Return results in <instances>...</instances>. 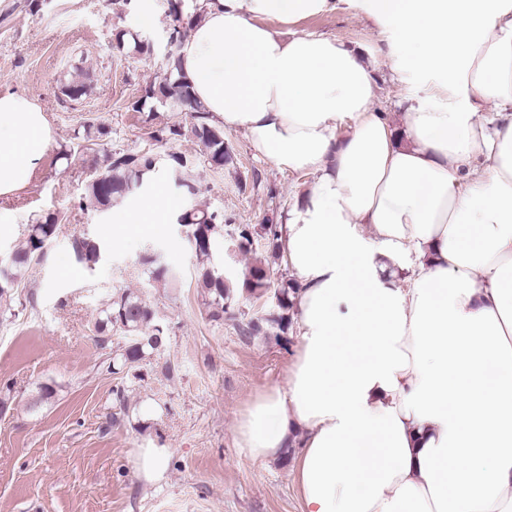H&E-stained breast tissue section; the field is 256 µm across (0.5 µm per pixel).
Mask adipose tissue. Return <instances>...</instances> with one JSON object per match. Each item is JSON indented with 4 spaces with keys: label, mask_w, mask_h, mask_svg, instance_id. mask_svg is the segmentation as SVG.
<instances>
[{
    "label": "adipose tissue",
    "mask_w": 512,
    "mask_h": 512,
    "mask_svg": "<svg viewBox=\"0 0 512 512\" xmlns=\"http://www.w3.org/2000/svg\"><path fill=\"white\" fill-rule=\"evenodd\" d=\"M384 23L402 127L363 51L283 36L335 0H201L177 70L210 118L314 177L282 224L299 285L285 386L240 448L296 447L301 512H512V0H363ZM47 114L0 87V196L32 183ZM162 191L112 212L165 231Z\"/></svg>",
    "instance_id": "obj_1"
}]
</instances>
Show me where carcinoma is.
Masks as SVG:
<instances>
[{"label":"carcinoma","mask_w":512,"mask_h":512,"mask_svg":"<svg viewBox=\"0 0 512 512\" xmlns=\"http://www.w3.org/2000/svg\"><path fill=\"white\" fill-rule=\"evenodd\" d=\"M170 34L174 42L169 44L167 71L163 79L148 87L136 103L140 110L147 100L170 99L183 113V119L167 126L165 136L182 137L188 133L202 145L207 155L210 168L215 172L233 161V157L224 136V129L209 121L208 113L194 98L191 84L181 74H175L176 62L183 44V37L195 13L186 11L185 0H167ZM82 139L88 146L97 144L108 135L105 124L90 118L80 125ZM165 165L172 176L182 180L180 188L190 197L197 193L192 179V162L184 155L170 153L161 158L152 153H132L125 150L105 152L102 164L95 167L85 184L84 194L80 198L82 209L107 211L128 197L137 193L149 175L159 165ZM60 215L48 214L45 219L31 224L23 237L14 245L7 256L8 269H0V301L10 299L25 279L29 269L42 262L48 248L55 238ZM179 224L186 233L193 234L194 252L199 259L196 274V287L203 298L207 316L215 322L226 319L237 322L238 332L243 336H258L275 327L279 333L275 338L285 340L291 325L290 311L295 306L298 286L290 279H282L274 291L276 303L273 310L260 317L247 321L240 320L234 309L237 294L246 292L250 295H262L271 288L270 264L266 260L253 263L241 280H232L219 274L211 273L213 264L212 248L217 239L224 237V215L217 211L196 208L186 209L178 217ZM260 235L266 241L272 258H282L280 225L265 219V223L255 227L248 224L237 228V247L249 251L253 236ZM70 249L76 261L86 270L94 269L101 261L100 244L85 236H77L70 242ZM144 273L149 284L159 290L174 285L178 271L155 256L143 258ZM94 342L106 348L112 344V337L117 335V360L120 367L131 372L133 378H140V365L151 357L160 354L169 343L168 328L163 322L161 312L143 297L138 290L121 289L112 294L99 312L92 329Z\"/></svg>","instance_id":"cac0c4a2"}]
</instances>
